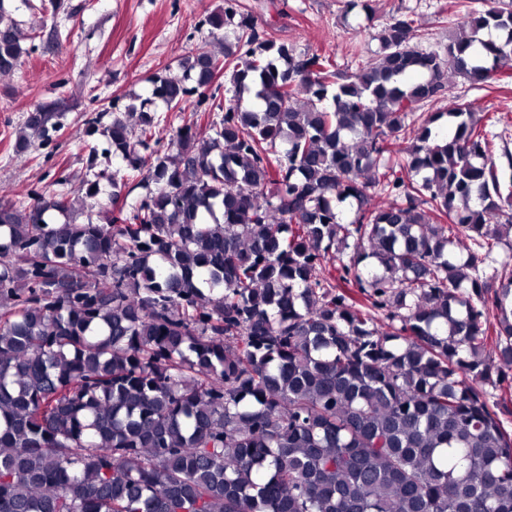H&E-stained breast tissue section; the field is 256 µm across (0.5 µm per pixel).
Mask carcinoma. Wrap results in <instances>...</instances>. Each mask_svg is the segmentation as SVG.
Here are the masks:
<instances>
[{
	"label": "carcinoma",
	"instance_id": "cac0c4a2",
	"mask_svg": "<svg viewBox=\"0 0 512 512\" xmlns=\"http://www.w3.org/2000/svg\"><path fill=\"white\" fill-rule=\"evenodd\" d=\"M208 23L220 51L87 121L127 174L0 201V512H512V270L485 271L512 250L509 118L416 114L506 76L512 11L466 12L442 53L395 18L351 74L238 0ZM22 40L0 6L1 77ZM221 66L224 115L167 134L151 106L205 103ZM59 130L28 113L16 152Z\"/></svg>",
	"mask_w": 512,
	"mask_h": 512
}]
</instances>
